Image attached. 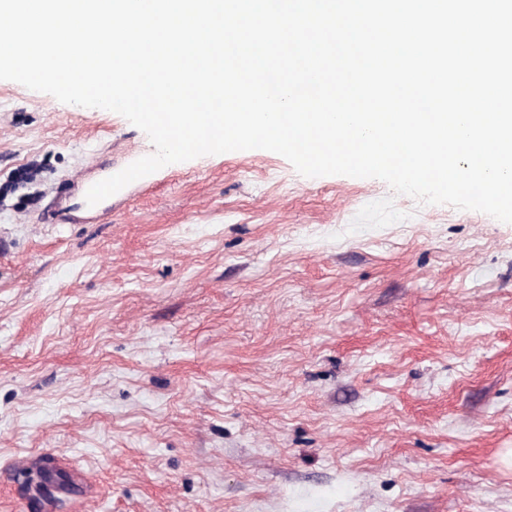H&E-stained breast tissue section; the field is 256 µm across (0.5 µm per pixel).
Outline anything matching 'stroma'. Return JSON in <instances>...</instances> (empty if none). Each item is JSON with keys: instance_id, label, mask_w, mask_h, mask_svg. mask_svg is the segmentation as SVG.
Here are the masks:
<instances>
[{"instance_id": "stroma-1", "label": "stroma", "mask_w": 512, "mask_h": 512, "mask_svg": "<svg viewBox=\"0 0 512 512\" xmlns=\"http://www.w3.org/2000/svg\"><path fill=\"white\" fill-rule=\"evenodd\" d=\"M153 151L0 80V512H512V224L252 150L97 216ZM53 466L45 462L39 467L24 473L22 476V482L26 486L29 492L33 493V496L39 499H53L56 497V493H60V484L56 483L49 470H52Z\"/></svg>"}]
</instances>
